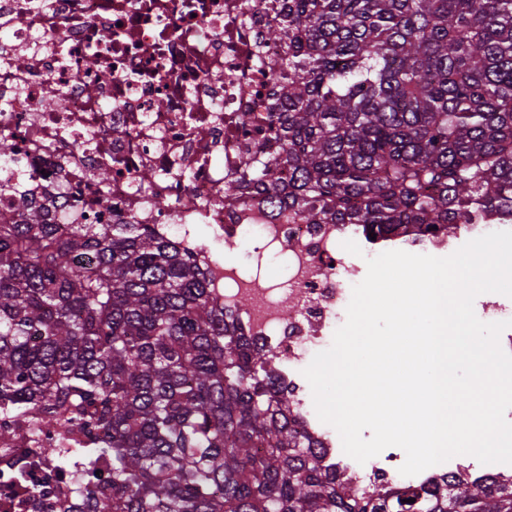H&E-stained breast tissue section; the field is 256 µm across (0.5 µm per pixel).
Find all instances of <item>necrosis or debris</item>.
Instances as JSON below:
<instances>
[{
    "instance_id": "obj_1",
    "label": "necrosis or debris",
    "mask_w": 512,
    "mask_h": 512,
    "mask_svg": "<svg viewBox=\"0 0 512 512\" xmlns=\"http://www.w3.org/2000/svg\"><path fill=\"white\" fill-rule=\"evenodd\" d=\"M242 0H0V219H15L22 193L44 204L54 224L136 219L194 249L224 311L254 344L271 350L300 431L326 448L324 462L345 471L354 491L397 483L420 486L449 473L494 472L456 456L403 476L406 455L386 448L361 464L344 454L336 430L315 412L302 374L328 349L346 319L351 285L368 258L396 244L409 253L447 256L482 235L512 229L495 216L459 225L452 235L395 232L369 239L360 224H308L245 196L225 211L216 192L246 152L273 153L261 117L265 85L282 54L257 46ZM28 51L26 66L16 56ZM151 183H139L142 168ZM109 170L106 185L96 175ZM366 244L352 260V242ZM279 259L271 278L252 266ZM85 473L22 441H0V512H33L40 493L83 482Z\"/></svg>"
}]
</instances>
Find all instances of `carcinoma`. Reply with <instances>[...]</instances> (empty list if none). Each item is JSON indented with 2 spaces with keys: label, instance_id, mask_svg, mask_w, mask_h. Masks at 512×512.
<instances>
[{
  "label": "carcinoma",
  "instance_id": "carcinoma-1",
  "mask_svg": "<svg viewBox=\"0 0 512 512\" xmlns=\"http://www.w3.org/2000/svg\"><path fill=\"white\" fill-rule=\"evenodd\" d=\"M258 38L277 152L217 191L310 224L454 232L512 215V0H272ZM273 354L237 335L194 253L151 224L0 223V439L55 429L111 462L65 512H512V484L361 497L288 418ZM415 502L410 503L408 499Z\"/></svg>",
  "mask_w": 512,
  "mask_h": 512
}]
</instances>
